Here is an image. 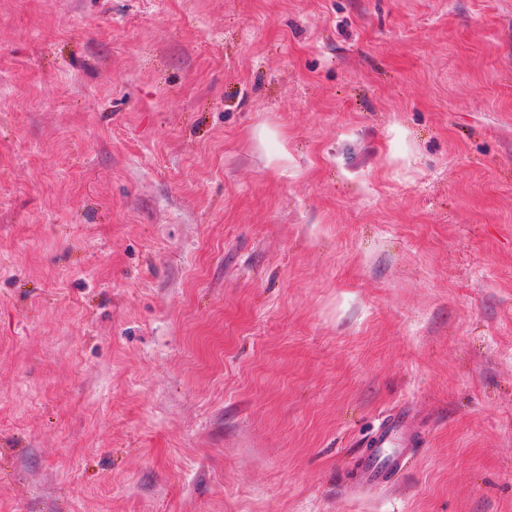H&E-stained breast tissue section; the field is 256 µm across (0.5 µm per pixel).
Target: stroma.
Masks as SVG:
<instances>
[{
  "label": "stroma",
  "mask_w": 512,
  "mask_h": 512,
  "mask_svg": "<svg viewBox=\"0 0 512 512\" xmlns=\"http://www.w3.org/2000/svg\"><path fill=\"white\" fill-rule=\"evenodd\" d=\"M0 512H512V0H0ZM418 440L404 411L389 414L373 431L356 463L358 485L387 484L402 471L405 453L397 445L414 448Z\"/></svg>",
  "instance_id": "1"
}]
</instances>
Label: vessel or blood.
Here are the masks:
<instances>
[{
	"instance_id": "obj_1",
	"label": "vessel or blood",
	"mask_w": 512,
	"mask_h": 512,
	"mask_svg": "<svg viewBox=\"0 0 512 512\" xmlns=\"http://www.w3.org/2000/svg\"><path fill=\"white\" fill-rule=\"evenodd\" d=\"M417 438L405 412L389 414L367 439L356 463L357 480L362 484H387L403 468L404 449L415 447Z\"/></svg>"
}]
</instances>
